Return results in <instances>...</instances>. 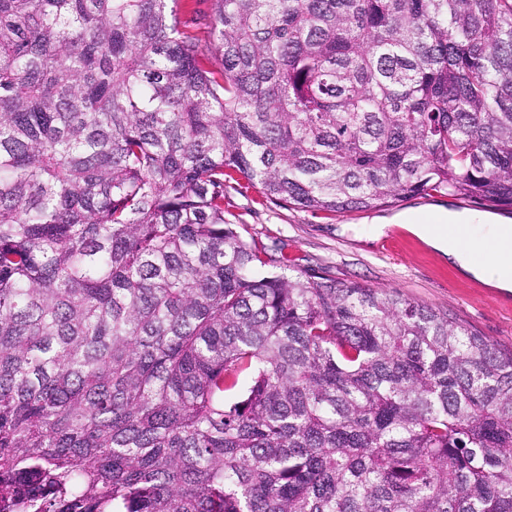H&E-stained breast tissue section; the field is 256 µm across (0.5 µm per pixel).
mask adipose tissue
<instances>
[{
    "mask_svg": "<svg viewBox=\"0 0 512 512\" xmlns=\"http://www.w3.org/2000/svg\"><path fill=\"white\" fill-rule=\"evenodd\" d=\"M402 224L416 225L420 233H428L433 224L469 225L471 237L465 241L439 238L440 249L459 267L476 277L500 288H512V264L504 260L499 251L503 239L512 238V226L488 224L486 217L453 211L417 216L412 213L398 215Z\"/></svg>",
    "mask_w": 512,
    "mask_h": 512,
    "instance_id": "1",
    "label": "adipose tissue"
}]
</instances>
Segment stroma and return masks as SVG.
<instances>
[{"mask_svg":"<svg viewBox=\"0 0 512 512\" xmlns=\"http://www.w3.org/2000/svg\"><path fill=\"white\" fill-rule=\"evenodd\" d=\"M224 209L244 238L258 240L273 258L295 260L304 276L399 292L512 349V289L494 287L453 265L413 225L392 221L399 213L434 209L477 213L480 205L433 193L327 219L260 202L252 191H231Z\"/></svg>","mask_w":512,"mask_h":512,"instance_id":"stroma-1","label":"stroma"}]
</instances>
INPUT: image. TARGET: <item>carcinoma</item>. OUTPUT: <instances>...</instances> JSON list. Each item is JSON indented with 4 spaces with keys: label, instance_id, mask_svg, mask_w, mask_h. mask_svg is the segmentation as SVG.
Wrapping results in <instances>:
<instances>
[{
    "label": "carcinoma",
    "instance_id": "1",
    "mask_svg": "<svg viewBox=\"0 0 512 512\" xmlns=\"http://www.w3.org/2000/svg\"><path fill=\"white\" fill-rule=\"evenodd\" d=\"M0 0V512H512V352L303 278L228 190L512 207V0Z\"/></svg>",
    "mask_w": 512,
    "mask_h": 512
}]
</instances>
